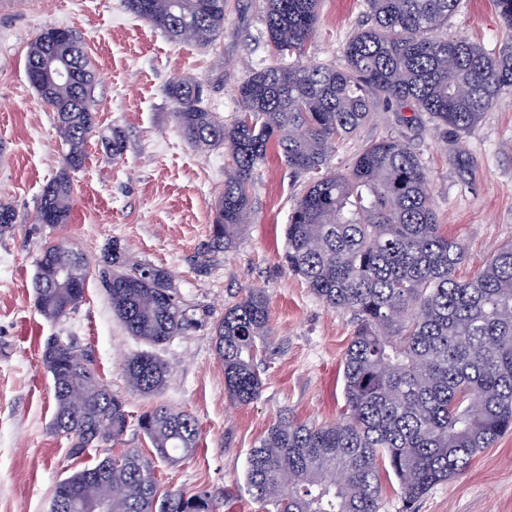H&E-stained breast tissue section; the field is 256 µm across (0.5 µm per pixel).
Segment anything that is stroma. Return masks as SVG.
<instances>
[{
	"mask_svg": "<svg viewBox=\"0 0 512 512\" xmlns=\"http://www.w3.org/2000/svg\"><path fill=\"white\" fill-rule=\"evenodd\" d=\"M265 0H225L224 33L206 45L176 43L134 18L121 0H13L0 12V202L16 222L0 231V512H49L56 485L105 456L130 448L151 456L137 424L116 441L71 456L52 427L53 384L43 364L47 342L72 338L132 416L159 404L192 414L199 427L193 454L156 460L160 491L207 494L212 512H272L249 497V453L281 411L294 420H339L341 364L353 326L327 307L283 265L288 215L309 179L294 175L276 151L257 167L249 188L251 218L232 247H209L216 203L231 159L223 147L188 143L165 87L187 79L203 86V106L223 122L239 106L234 87L250 68L270 62ZM319 27L304 62L340 67L343 46L366 22L363 0H320ZM64 27L82 40L96 75L97 126L83 168L72 172L71 212L55 228L35 223L46 184L63 167L56 114L25 74L32 38ZM445 36L467 35L496 50L512 34L494 0H459ZM121 131L125 148L109 159L104 137ZM395 137L409 144L430 173L432 205L449 236L466 248L459 268L476 275L490 252L512 240V92L500 96L464 136L466 160L454 138L425 113L378 103L371 119L341 141L330 166L351 167L372 141ZM66 245L89 266L84 296L66 317L50 322L36 308L33 283L46 242ZM131 260L166 269L195 325L186 335L149 347L128 335L113 315L99 276L112 243ZM268 299L273 336L260 355L263 389L247 405L231 402L224 368L212 346L214 325L246 289ZM153 351L167 366L159 394L133 390L124 362ZM416 512H512V434L486 449L463 474L433 487Z\"/></svg>",
	"mask_w": 512,
	"mask_h": 512,
	"instance_id": "1",
	"label": "stroma"
}]
</instances>
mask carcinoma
Masks as SVG:
<instances>
[{
    "label": "carcinoma",
    "mask_w": 512,
    "mask_h": 512,
    "mask_svg": "<svg viewBox=\"0 0 512 512\" xmlns=\"http://www.w3.org/2000/svg\"><path fill=\"white\" fill-rule=\"evenodd\" d=\"M458 0H364L370 24L344 46L339 69L272 62L235 86L239 115L229 124L203 106V89L168 84L175 118L198 148L224 146L232 166L216 208L211 248L232 246L249 223L248 186L269 148L310 181L285 229L283 260L327 306L350 314L353 332L342 361V420L313 425L280 415L249 454L246 488L275 512H379L380 474L394 476L403 512L429 490L467 471L478 454L512 430V240L498 245L483 269L457 275L463 246L441 231L428 191L430 175L406 143L368 145L346 173L328 164L335 146L363 125L377 100L425 112L456 139L512 91V41L487 52L465 36L440 35ZM133 16L172 41L209 43L224 33V0H123ZM319 22V0H266L265 29L276 56L300 57ZM72 67L69 84L36 88L56 112L67 152L63 172L46 185L34 221L55 227L70 213L69 172L82 168L89 136L93 74L75 33L56 42L45 28L30 43L31 74L43 57ZM67 259L86 282L85 259L61 243L39 255L36 304L48 320L66 316L84 291L57 285L55 262ZM118 271H101L112 312L127 332L150 345L183 335L193 318L179 305L162 268L130 261L116 241L107 254ZM273 335L268 300L250 288L213 328L231 401L262 392L257 356ZM43 362L52 377V428L82 455L124 435L125 403L114 396L70 340L48 342ZM129 385L154 395L168 383L166 365L139 354L124 364ZM138 427L167 461L194 451L193 416L163 405L141 414ZM106 499L110 512H211L203 493L158 495L152 462L130 449L58 483L57 512H82L85 499Z\"/></svg>",
    "instance_id": "obj_1"
}]
</instances>
